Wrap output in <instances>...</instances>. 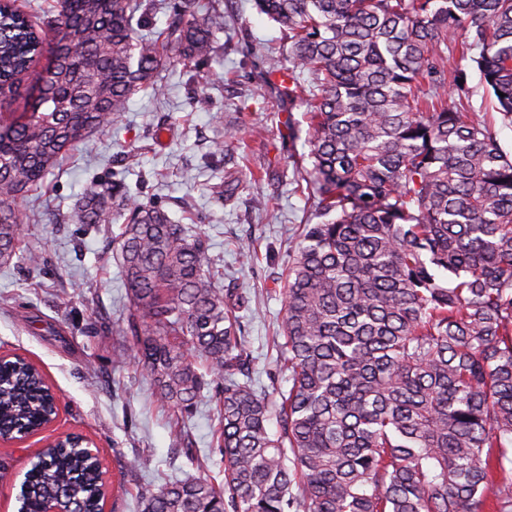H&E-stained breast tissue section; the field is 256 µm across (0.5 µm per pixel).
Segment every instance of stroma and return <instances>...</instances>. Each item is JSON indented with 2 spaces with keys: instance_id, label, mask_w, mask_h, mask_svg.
<instances>
[{
  "instance_id": "35a3bbf8",
  "label": "stroma",
  "mask_w": 512,
  "mask_h": 512,
  "mask_svg": "<svg viewBox=\"0 0 512 512\" xmlns=\"http://www.w3.org/2000/svg\"><path fill=\"white\" fill-rule=\"evenodd\" d=\"M220 7L225 26L210 57L168 65L159 75L164 97L135 93L118 122L67 152L24 203L22 246L41 256L40 267L0 264V354L38 365L59 399L53 424L0 445V460L22 474L31 453L83 435L102 458L105 512H141L136 493L148 483L188 474L220 480L222 463L215 391H203L177 425L121 333L126 299L114 241L122 219L89 226L71 219L92 184L124 179L142 203L204 240L218 287L247 299L241 316L254 386L272 394L288 387L274 345L285 315L280 278L302 226L315 218L311 201L294 190L300 174L288 162L303 141L289 139L286 126L303 123L313 84L302 78L287 96L267 83L269 72L290 66L287 33L254 0H220ZM245 99L251 107L244 111ZM217 113L223 123L214 121ZM228 125L239 127L238 143L213 154ZM243 240L257 255L249 266L238 260Z\"/></svg>"
}]
</instances>
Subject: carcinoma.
Wrapping results in <instances>:
<instances>
[{
  "instance_id": "cac0c4a2",
  "label": "carcinoma",
  "mask_w": 512,
  "mask_h": 512,
  "mask_svg": "<svg viewBox=\"0 0 512 512\" xmlns=\"http://www.w3.org/2000/svg\"><path fill=\"white\" fill-rule=\"evenodd\" d=\"M255 5L288 30L283 91L314 84L293 162L320 221L303 225L283 284L288 390L272 401L251 383L245 299L216 285L202 239L120 180L71 214L104 224L122 210L123 332L156 399L188 412L217 382L223 481L148 484L142 512H512V155L491 124L448 106V83L466 96L469 75L444 62L470 61L512 126V0ZM156 6L56 0L33 19L0 7V96L36 73L29 111L0 116L1 262H37L20 250L22 197L59 157L136 92L165 95L169 52H213L215 3L170 0L166 28L146 34ZM49 391L30 361L1 360L0 436L36 431ZM104 498L94 460L65 448L29 470L18 512H102Z\"/></svg>"
}]
</instances>
